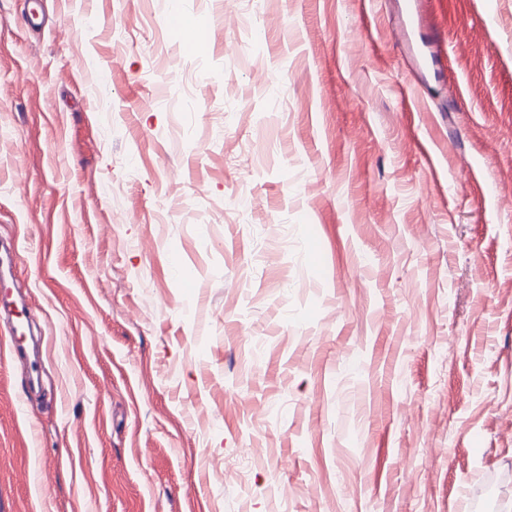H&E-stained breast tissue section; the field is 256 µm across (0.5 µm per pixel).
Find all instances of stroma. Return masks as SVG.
Segmentation results:
<instances>
[{
  "label": "stroma",
  "mask_w": 512,
  "mask_h": 512,
  "mask_svg": "<svg viewBox=\"0 0 512 512\" xmlns=\"http://www.w3.org/2000/svg\"><path fill=\"white\" fill-rule=\"evenodd\" d=\"M41 2L0 512H512V0Z\"/></svg>",
  "instance_id": "obj_1"
}]
</instances>
